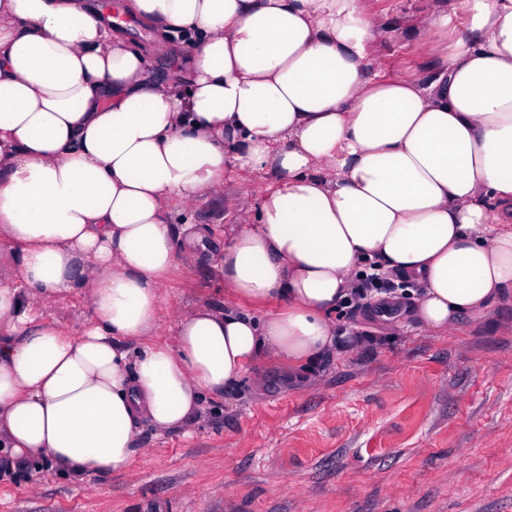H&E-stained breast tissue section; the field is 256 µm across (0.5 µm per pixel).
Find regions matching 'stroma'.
<instances>
[{"mask_svg":"<svg viewBox=\"0 0 512 512\" xmlns=\"http://www.w3.org/2000/svg\"><path fill=\"white\" fill-rule=\"evenodd\" d=\"M387 74L418 70L419 44L391 37L378 48ZM259 177L224 187L235 211L198 201L173 209L177 224L231 234L236 210L253 208ZM159 340L176 317L207 306L255 316L277 301L239 302L204 266L178 265L162 288ZM391 325L367 306L336 314L340 348L300 381L260 357L199 421L156 432L141 424L143 453L120 475L71 478L52 462L0 467V512H512V301L462 319L444 335L409 315ZM73 330L92 317L72 291L41 310Z\"/></svg>","mask_w":512,"mask_h":512,"instance_id":"35a3bbf8","label":"stroma"}]
</instances>
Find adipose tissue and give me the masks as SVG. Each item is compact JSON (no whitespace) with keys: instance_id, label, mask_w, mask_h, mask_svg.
<instances>
[{"instance_id":"ef3b65f1","label":"adipose tissue","mask_w":512,"mask_h":512,"mask_svg":"<svg viewBox=\"0 0 512 512\" xmlns=\"http://www.w3.org/2000/svg\"><path fill=\"white\" fill-rule=\"evenodd\" d=\"M393 32L365 0H0L1 460L125 472L140 423L187 424L260 355L298 380L338 349L372 264L421 283L434 334L512 298V0L415 16L422 73L380 71ZM232 165L267 178L255 211L221 244L176 226ZM183 262L284 306L204 307L156 341ZM72 290L93 315L73 335L36 313Z\"/></svg>"}]
</instances>
